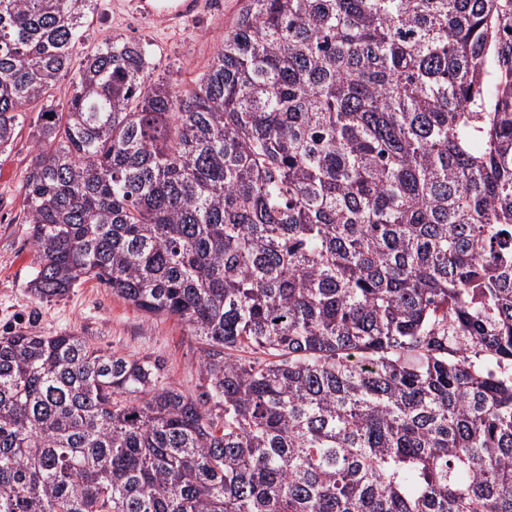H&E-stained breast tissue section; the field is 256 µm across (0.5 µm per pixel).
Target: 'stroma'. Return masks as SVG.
<instances>
[{"mask_svg":"<svg viewBox=\"0 0 512 512\" xmlns=\"http://www.w3.org/2000/svg\"><path fill=\"white\" fill-rule=\"evenodd\" d=\"M240 7V0H214L202 18L167 31L132 16L115 0H95L93 18L83 30L71 66L79 68L84 55L105 39L122 36L146 45L154 78L192 86ZM37 112V107L26 106L23 130L10 147L0 149V335L73 332L103 351L158 361L166 382L184 394L198 396L203 345L177 318L147 315L94 280L51 302L38 301L30 294L38 258L31 245L22 185L35 155L31 125Z\"/></svg>","mask_w":512,"mask_h":512,"instance_id":"1","label":"stroma"}]
</instances>
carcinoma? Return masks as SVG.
<instances>
[{
  "label": "carcinoma",
  "mask_w": 512,
  "mask_h": 512,
  "mask_svg": "<svg viewBox=\"0 0 512 512\" xmlns=\"http://www.w3.org/2000/svg\"><path fill=\"white\" fill-rule=\"evenodd\" d=\"M92 4L0 0V147ZM34 124L30 293L180 319L205 391L0 336V512H512V0H242L194 87L108 39Z\"/></svg>",
  "instance_id": "cac0c4a2"
}]
</instances>
